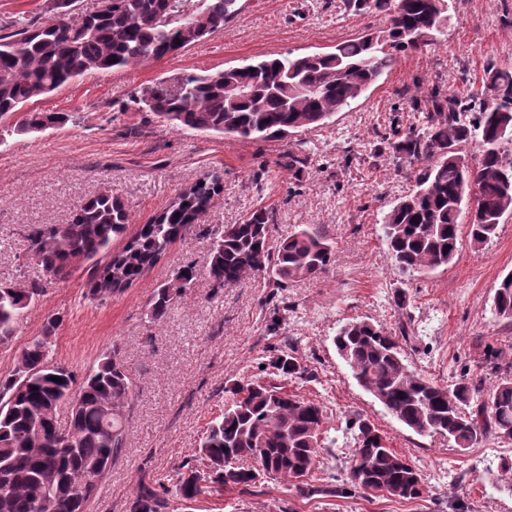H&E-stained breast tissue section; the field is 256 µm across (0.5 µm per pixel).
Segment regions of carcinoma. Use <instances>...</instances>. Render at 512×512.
Masks as SVG:
<instances>
[{
    "label": "carcinoma",
    "mask_w": 512,
    "mask_h": 512,
    "mask_svg": "<svg viewBox=\"0 0 512 512\" xmlns=\"http://www.w3.org/2000/svg\"><path fill=\"white\" fill-rule=\"evenodd\" d=\"M239 2L98 0L96 10L75 23L70 16L77 0H55L56 17L48 23L15 14L0 28V139L65 124L68 115L61 112L12 118L29 102L84 75L131 69L178 53L222 29L238 14ZM344 5L385 14L387 28L340 42L329 52L186 73L133 92L127 107L150 112L177 130L284 141L328 123L376 85L399 56L435 45L448 28V0H344ZM240 85L248 86L249 95L235 94ZM411 104L422 114L421 128L408 129L389 147L394 158L422 169L412 192L381 218L386 253L410 276L453 262L464 203H470L468 237L477 246L495 237L498 221L512 213V68L487 66L481 90L465 99L432 88ZM220 191L217 174L196 181L114 251L130 213L121 196L103 190L84 200L68 223L34 226L29 249L51 282L89 266L88 295L102 301L155 265ZM274 224L273 211L257 207L215 233L206 266L214 287L269 274L285 288L326 272L333 254L328 239L302 228L273 245ZM196 276L195 265L179 267L150 301V318L162 320ZM43 288L39 282L0 284L1 345L14 336ZM493 307L497 316L512 319V273L501 279ZM58 323L49 318L43 335L21 350L10 374L0 377V512H85L123 447L131 374L114 348L76 383L73 371L52 359ZM334 344L359 385L415 433L440 434L461 451L491 434L512 441L511 379L475 404L476 384L462 377L441 386L412 371L397 336L378 324L349 321ZM271 367L285 381L305 376L284 351L272 358ZM229 392L224 413L209 423L198 448L204 468L184 465L186 471L171 487L139 485L129 512H165L169 496L191 502L211 484L249 493L264 478L293 484L304 496L422 497L418 469L362 415L345 420L354 440L346 481L314 486L307 478L324 448L323 407L284 384L257 377L233 383ZM69 400L73 405L62 429L58 410Z\"/></svg>",
    "instance_id": "obj_1"
}]
</instances>
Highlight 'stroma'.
Returning a JSON list of instances; mask_svg holds the SVG:
<instances>
[{
	"label": "stroma",
	"instance_id": "stroma-1",
	"mask_svg": "<svg viewBox=\"0 0 512 512\" xmlns=\"http://www.w3.org/2000/svg\"><path fill=\"white\" fill-rule=\"evenodd\" d=\"M222 30L177 55L125 71L85 75L28 104L31 112H63L68 122L9 137L0 145V281H43L29 253L37 224H64L85 198L103 188L122 195L129 232L151 223L185 187L221 176V192L199 224L173 241L165 256L125 291L99 302L89 297L88 273L78 270L44 288L11 340L0 345V376L40 336L50 316L60 323L53 354L76 379L111 350L131 374L125 441L86 512H128L139 483L173 485L195 461L210 420L224 409V387L255 376L272 380L267 362L290 352L307 370L293 388L324 406L338 435L322 450L317 484L343 476L350 448L344 417L357 412L417 466L425 492L406 502L361 495L302 497L296 487L264 480L247 494L213 491L168 512H512V494L497 478L512 464V442L487 436L474 448L418 435L358 385L333 338L342 324L364 319L400 333L410 369L448 385L466 377L481 390L512 379V321L496 317L493 296L512 273V214L496 237L473 246L461 237L448 266L407 276L388 258L381 218L408 194L415 175L393 160L385 134L393 115L419 125L408 108L418 90L437 87L461 96L478 90L487 64L512 67V0H451L439 45L398 58L378 86L332 121L289 141L188 133L148 112L126 109L132 91L186 73L206 74L265 56L327 51L384 15L345 9L343 0H241ZM309 153L300 174L288 151ZM276 214L273 240L316 228L334 244L327 271L277 287L272 278L214 288L205 266L213 234L255 207ZM197 278L162 321L147 314L155 289L179 266Z\"/></svg>",
	"mask_w": 512,
	"mask_h": 512
}]
</instances>
